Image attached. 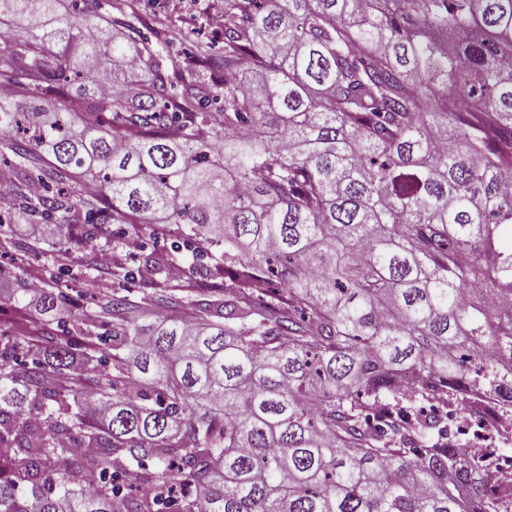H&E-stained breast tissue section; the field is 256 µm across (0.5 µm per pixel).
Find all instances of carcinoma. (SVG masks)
Segmentation results:
<instances>
[{
  "mask_svg": "<svg viewBox=\"0 0 512 512\" xmlns=\"http://www.w3.org/2000/svg\"><path fill=\"white\" fill-rule=\"evenodd\" d=\"M62 2L0 0L29 19L0 34V154L43 187L19 212L85 246L155 220L173 241L112 264L90 351L23 312L0 334V512H512L494 449L433 404L512 400V0H224L189 79L181 27L141 0ZM180 259L204 269L188 323L156 281ZM137 276L156 309L123 294ZM474 282L496 300L465 301ZM63 299L40 289L46 313Z\"/></svg>",
  "mask_w": 512,
  "mask_h": 512,
  "instance_id": "1",
  "label": "carcinoma"
}]
</instances>
